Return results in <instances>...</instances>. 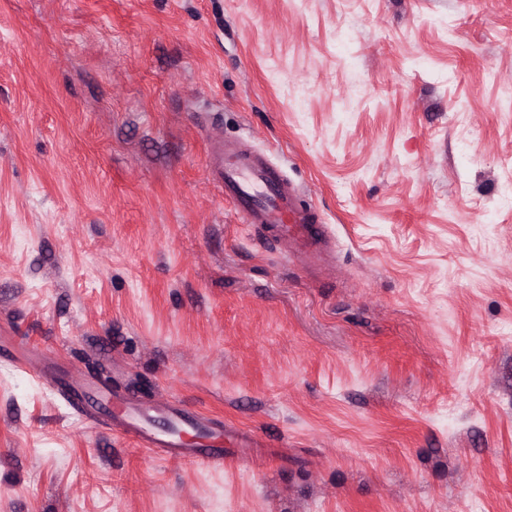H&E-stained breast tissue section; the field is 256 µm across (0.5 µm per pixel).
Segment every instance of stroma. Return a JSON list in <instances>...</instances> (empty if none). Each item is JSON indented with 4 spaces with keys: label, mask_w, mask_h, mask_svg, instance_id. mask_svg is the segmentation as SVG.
<instances>
[{
    "label": "stroma",
    "mask_w": 512,
    "mask_h": 512,
    "mask_svg": "<svg viewBox=\"0 0 512 512\" xmlns=\"http://www.w3.org/2000/svg\"><path fill=\"white\" fill-rule=\"evenodd\" d=\"M512 0H0V512H512ZM330 230L241 224L210 137ZM250 437L178 464L63 390Z\"/></svg>",
    "instance_id": "1"
}]
</instances>
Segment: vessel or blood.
Returning a JSON list of instances; mask_svg holds the SVG:
<instances>
[{"instance_id":"obj_1","label":"vessel or blood","mask_w":512,"mask_h":512,"mask_svg":"<svg viewBox=\"0 0 512 512\" xmlns=\"http://www.w3.org/2000/svg\"><path fill=\"white\" fill-rule=\"evenodd\" d=\"M217 145L212 174L242 222L267 227L303 259L322 260L326 231L315 210L302 201L298 189L246 143L221 139ZM126 430L141 446L162 449L178 463L224 461L223 448L210 440L209 424L186 409L133 411L128 415ZM186 432L199 437L193 447H186L182 441Z\"/></svg>"}]
</instances>
